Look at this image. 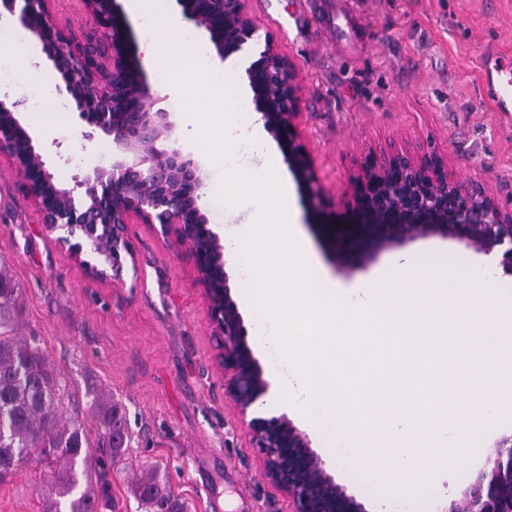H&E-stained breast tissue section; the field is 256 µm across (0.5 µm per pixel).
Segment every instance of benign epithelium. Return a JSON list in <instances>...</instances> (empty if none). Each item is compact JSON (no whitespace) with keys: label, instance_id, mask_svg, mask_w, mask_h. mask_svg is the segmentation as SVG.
<instances>
[{"label":"benign epithelium","instance_id":"7a95c632","mask_svg":"<svg viewBox=\"0 0 512 512\" xmlns=\"http://www.w3.org/2000/svg\"><path fill=\"white\" fill-rule=\"evenodd\" d=\"M49 2L0 0V18L17 20L40 46L82 120L112 140V164L75 178L71 188L59 186L15 116L18 102L0 100V148L8 149L14 167L27 176L42 223L61 232L58 243L101 276L108 268L120 271L121 253H130L129 224H147L157 234L173 233L188 242L220 339L224 393L262 455L264 478L292 500L294 512H365L336 485L307 435L286 415L256 410L264 404L268 383L231 294L224 245L199 205L203 183L198 166L177 148L156 146L170 136L173 125L160 107L164 97L151 89L137 59L126 51L128 30L118 17L116 0H82L91 24L80 36L56 24ZM177 2L185 20L210 32L222 58L241 50L257 32L247 0ZM247 77L264 128L279 142L333 251L346 256L361 241L388 249L440 237L494 255L499 267L512 274V211L483 186L448 178L447 160L432 147L416 154L365 156L345 204L349 223L332 224L298 129L296 78L271 35L265 36ZM18 140L26 143V151L15 150ZM107 241L111 249L106 251ZM486 466L440 512H512V437L492 449Z\"/></svg>","mask_w":512,"mask_h":512}]
</instances>
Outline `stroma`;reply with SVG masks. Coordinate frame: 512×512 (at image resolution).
<instances>
[{
	"mask_svg": "<svg viewBox=\"0 0 512 512\" xmlns=\"http://www.w3.org/2000/svg\"><path fill=\"white\" fill-rule=\"evenodd\" d=\"M258 30L240 55L254 60L273 35L299 85L301 139L326 205L343 212L351 180L369 152H417L433 144L453 178L487 188L512 209V115L497 111L482 75L484 53L512 56V0H249ZM341 26V41L326 28ZM77 111L60 137H33L48 169L63 186L112 159V143L86 140ZM286 181L298 232L337 288L351 292L395 253L436 255L449 280L472 283L483 256L463 244L418 239L399 250L362 248L350 265L335 260L325 234L287 165ZM132 252L120 276L85 269L46 230L27 181L0 150V273L20 290L15 336L46 354L52 376L66 388L62 412L96 434L90 409L105 391L125 415L129 444L112 469L111 489L99 512H141L129 487L142 470L166 468L189 512H293L287 496L263 477L261 458L224 393L216 329L197 285L189 243L129 225ZM232 296L248 344L269 384L265 410L291 414L286 391L292 370L272 358L257 333L260 312L244 301L241 268L228 263ZM326 472L366 512H391L380 485L359 473L327 429L308 431ZM505 432L494 426L452 435L465 466L445 474L430 467L415 485L407 512H435L484 466ZM50 469L27 465L0 479V512H44L52 495Z\"/></svg>",
	"mask_w": 512,
	"mask_h": 512,
	"instance_id": "stroma-1",
	"label": "stroma"
}]
</instances>
